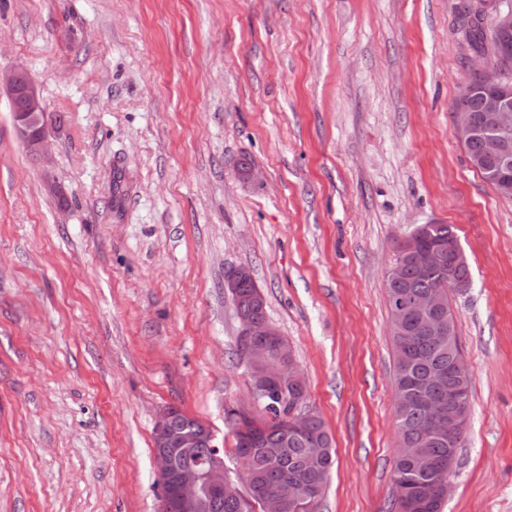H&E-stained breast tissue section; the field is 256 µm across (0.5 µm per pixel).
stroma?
<instances>
[{
    "label": "stroma",
    "mask_w": 512,
    "mask_h": 512,
    "mask_svg": "<svg viewBox=\"0 0 512 512\" xmlns=\"http://www.w3.org/2000/svg\"><path fill=\"white\" fill-rule=\"evenodd\" d=\"M457 0H0V512H158L155 415L261 405L224 277L246 266L336 450L322 512H388L394 242L451 224L472 383L439 512H512V199L471 167ZM249 163L256 179L238 168ZM2 82L6 92L10 97H15L11 100L13 112L14 127L19 139L23 142L27 150L38 159H43L48 149V132L45 126L41 123V111L43 110L42 99L37 92L28 71L23 68H15L11 70L7 76L2 79L0 73V89L2 90ZM27 109V112H25ZM39 116V121L35 124L36 117Z\"/></svg>",
    "instance_id": "obj_1"
}]
</instances>
